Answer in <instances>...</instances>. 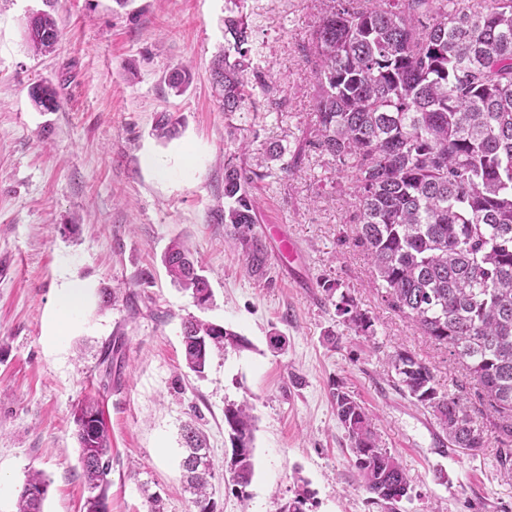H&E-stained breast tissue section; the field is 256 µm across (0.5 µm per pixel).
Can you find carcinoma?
Segmentation results:
<instances>
[{"instance_id":"1","label":"carcinoma","mask_w":512,"mask_h":512,"mask_svg":"<svg viewBox=\"0 0 512 512\" xmlns=\"http://www.w3.org/2000/svg\"><path fill=\"white\" fill-rule=\"evenodd\" d=\"M313 33L317 93L315 148L352 170L357 240L365 247L387 300L463 363L481 397L500 417L512 413V0H329ZM27 41L37 53L53 51L60 30L53 14L28 19ZM225 46L211 61L210 76L224 112L248 101L251 31L245 17H224ZM193 81L192 68L174 67L167 86L179 96ZM35 106L54 111L58 91L49 81L29 88ZM180 121L162 116L159 138L178 133ZM224 163L220 220L240 231L248 268L263 270L267 253L251 233L257 208L251 178ZM163 263L174 284L196 306L212 290L184 241L175 239ZM336 314L366 338L370 318L340 295ZM184 359L201 375L213 351L244 346L224 326L190 317L182 323ZM391 365L401 389L428 409L455 448L486 445L460 397L441 391L430 369L398 350ZM332 403L355 468L366 490L388 512L409 497L410 484L397 458L380 444L373 418L350 393L335 388ZM81 476L88 496L84 512H107L112 448L98 405L88 400L75 414ZM232 444L235 483L253 475V416L247 402L224 407ZM183 478L194 512H216L213 462L202 435L184 434ZM29 472L17 512H43L47 488ZM311 493L297 486L280 512H307Z\"/></svg>"}]
</instances>
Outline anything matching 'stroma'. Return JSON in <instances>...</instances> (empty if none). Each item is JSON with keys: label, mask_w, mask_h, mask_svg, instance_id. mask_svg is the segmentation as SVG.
<instances>
[{"label": "stroma", "mask_w": 512, "mask_h": 512, "mask_svg": "<svg viewBox=\"0 0 512 512\" xmlns=\"http://www.w3.org/2000/svg\"><path fill=\"white\" fill-rule=\"evenodd\" d=\"M52 8L61 39L34 54L27 14ZM230 0H0V512H14L26 475L49 481L44 512H83L74 412L94 397L112 445L109 512H192L181 478L184 429L203 433L214 463L218 512H280L297 480L311 512H387L364 487L332 405L342 385L374 416L381 444L404 468L400 512H512L500 445L445 444L434 416L411 402L388 359L406 350L441 389L461 392L475 423L486 408L466 368L395 311L357 245L350 171L313 148L315 58L311 37L327 0H241L252 30L247 111L222 112L210 63L224 43ZM194 81L180 96L165 82L178 64ZM51 81L60 106L38 111L28 87ZM181 119L156 139V117ZM248 150H241V143ZM271 143L284 149L250 193L260 223L283 225L300 252L288 270L266 238L263 272L224 210V162L255 169ZM185 241L213 291L196 307L161 263ZM84 298L57 329L64 288ZM352 297L373 322L372 340L337 316L327 288ZM111 291L110 305L101 294ZM246 341L212 354L204 375L186 366L188 316ZM286 339L269 347L271 333ZM335 344H328L327 334ZM253 405L254 473L231 470L224 407Z\"/></svg>", "instance_id": "1"}]
</instances>
